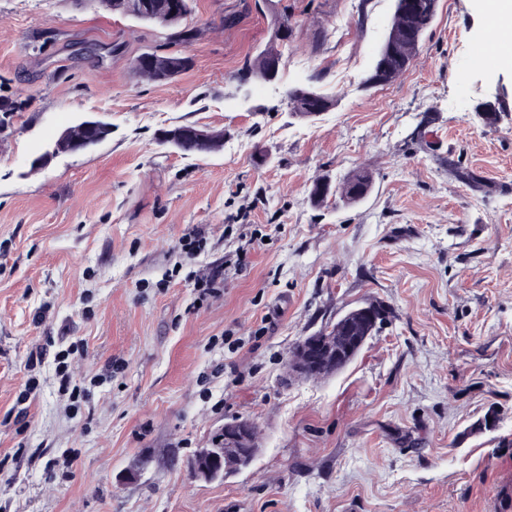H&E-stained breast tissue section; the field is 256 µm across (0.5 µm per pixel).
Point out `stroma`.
Listing matches in <instances>:
<instances>
[{
  "label": "stroma",
  "mask_w": 512,
  "mask_h": 512,
  "mask_svg": "<svg viewBox=\"0 0 512 512\" xmlns=\"http://www.w3.org/2000/svg\"><path fill=\"white\" fill-rule=\"evenodd\" d=\"M485 2L438 0L409 68L371 85L395 0H194L166 84L132 70L172 52L157 27L0 0V96L23 103L0 118V512H512V71L476 58ZM273 42L276 79L239 81ZM308 84L331 102L313 118L288 100ZM88 117L111 135L36 166ZM188 124L223 148L161 142ZM358 169L363 200L311 203ZM369 303L385 319L351 363L286 374ZM239 417L252 464L192 478ZM191 59L181 52L157 54L145 52L133 61L135 73L148 81L167 83L189 68ZM198 127L194 125L177 126L173 129L164 131L162 141L169 143L184 153H211L217 150L224 139V133L218 131L204 130L206 132L207 142L199 145L198 149L192 146L191 136ZM162 138V139H163Z\"/></svg>",
  "instance_id": "1"
}]
</instances>
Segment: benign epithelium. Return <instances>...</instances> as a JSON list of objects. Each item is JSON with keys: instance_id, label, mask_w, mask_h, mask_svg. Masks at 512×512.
<instances>
[{"instance_id": "obj_1", "label": "benign epithelium", "mask_w": 512, "mask_h": 512, "mask_svg": "<svg viewBox=\"0 0 512 512\" xmlns=\"http://www.w3.org/2000/svg\"><path fill=\"white\" fill-rule=\"evenodd\" d=\"M376 309L372 305L359 307L336 321V328L343 333L339 341L329 335L330 329H319L304 337L295 355L286 360L287 371L294 375L315 377L317 373L334 372L346 366L367 340L372 325L377 323ZM256 424L248 418L227 421L220 428L222 437L206 448H199L188 463L196 480H225L248 467L254 460Z\"/></svg>"}]
</instances>
